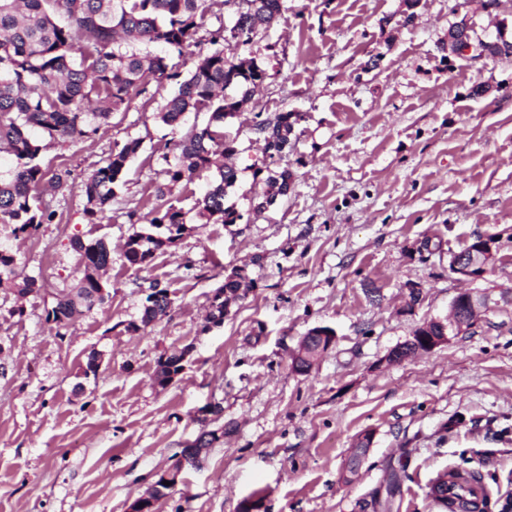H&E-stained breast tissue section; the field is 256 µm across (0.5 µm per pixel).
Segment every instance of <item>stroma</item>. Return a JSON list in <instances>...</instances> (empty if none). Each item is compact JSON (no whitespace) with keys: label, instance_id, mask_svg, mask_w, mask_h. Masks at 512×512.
Masks as SVG:
<instances>
[{"label":"stroma","instance_id":"stroma-1","mask_svg":"<svg viewBox=\"0 0 512 512\" xmlns=\"http://www.w3.org/2000/svg\"><path fill=\"white\" fill-rule=\"evenodd\" d=\"M456 2L419 0L409 23L404 0H284L250 49L268 77L235 121L228 199L240 223H199L211 173L156 195L170 146L208 120H157L172 85H150L104 133L43 148L42 166L68 174L56 222L24 241L0 224V245L40 286L21 303L0 288V512H128L204 428L223 429V441L157 512H239L257 491L264 512H360L403 454L391 512H443L427 484L464 459L484 476L487 512H499L512 493V304L501 300L512 289V57L446 51ZM466 11L479 37L512 41V0L489 11L467 0ZM477 84L486 95L472 96ZM286 111L301 116L276 163L292 184L257 214L251 166L262 144L251 125ZM131 138L141 147L125 186L88 223L84 182ZM152 207L182 210L188 231L139 269L122 245ZM479 236L496 261L474 286L495 309L431 353L385 363L423 321L447 315L464 286L449 260ZM76 238L111 248L110 295L60 331L47 313L76 283ZM238 267L252 287L207 326L215 290ZM153 280L172 308L129 331ZM412 284L421 295L409 310ZM317 326L335 330V346L309 375L292 373L293 350ZM183 350V372L157 384L159 357ZM94 351L102 360L88 376ZM213 404L219 414L202 422ZM367 430L373 444L343 482Z\"/></svg>","mask_w":512,"mask_h":512}]
</instances>
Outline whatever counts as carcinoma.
<instances>
[{
  "label": "carcinoma",
  "instance_id": "cac0c4a2",
  "mask_svg": "<svg viewBox=\"0 0 512 512\" xmlns=\"http://www.w3.org/2000/svg\"><path fill=\"white\" fill-rule=\"evenodd\" d=\"M207 0H0V148L13 156V165L0 170V224L11 226L14 238H26L43 224H52L57 210L31 194L43 182L57 192L68 172L43 168L40 136L66 141L95 134L114 112L128 109L133 97L148 85L175 83L176 89L156 114L166 125L178 126L188 112H208L205 125L192 126L174 144L175 163L162 171L157 187L171 195L185 182L216 168L203 196L196 200L197 217L208 224H236L243 218L226 203L228 189L238 179L233 165H215L213 156L238 152L237 137L224 129V112L240 109L254 87L267 77L255 58L234 53L224 27L210 32L213 49L199 57L184 74L168 70L165 57L127 49L132 43L156 44L178 55L195 43ZM284 0H224L237 25L251 40L265 35L283 11ZM79 52L80 57L73 56ZM301 116L280 112L257 121L252 131L263 142L262 160L253 163L261 190L251 200L275 204L288 194L292 175L270 165L288 152L291 135ZM141 141L133 139L112 150L105 165L84 184V214L93 223L103 218L116 191L125 184L127 165ZM148 228L126 238L123 256L132 266H147L158 250L171 247L187 231L185 214L173 207L154 208ZM78 253L76 285L62 294L47 320L63 329L75 316L103 304L107 294L102 274L112 263V251L101 239L73 241ZM248 275L240 269L224 276L226 292L212 313L224 322V308L235 300ZM8 283L17 296L38 291L36 279L17 271L16 254L0 248V287ZM137 332L171 308L167 289L152 282L146 288Z\"/></svg>",
  "mask_w": 512,
  "mask_h": 512
}]
</instances>
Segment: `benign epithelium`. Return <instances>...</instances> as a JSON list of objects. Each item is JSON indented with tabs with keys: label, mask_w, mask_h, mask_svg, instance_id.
Returning a JSON list of instances; mask_svg holds the SVG:
<instances>
[{
	"label": "benign epithelium",
	"mask_w": 512,
	"mask_h": 512,
	"mask_svg": "<svg viewBox=\"0 0 512 512\" xmlns=\"http://www.w3.org/2000/svg\"><path fill=\"white\" fill-rule=\"evenodd\" d=\"M453 53L459 56H469L476 60L490 58L488 49L471 43L460 45L452 43ZM491 241L478 237L465 253H457L451 257L450 270L462 280H472L482 276L494 260ZM491 299L485 292L479 290H462L453 299L448 315L433 318L418 326L412 336L405 342L392 348L384 357V361L392 364L401 362L409 357L430 353L436 348L449 343L455 336L468 329L475 323L480 313L493 309ZM336 342V333L330 327H315L303 336L294 351L292 371L308 374L315 365V358L326 353ZM208 434H199L195 440L185 445L183 453L166 470L159 474L161 481H169V488H174L179 482L182 472L189 467H197L208 453L205 440ZM157 485L153 484L148 491L137 498L130 506V512H150L153 508V494Z\"/></svg>",
	"instance_id": "7a95c632"
}]
</instances>
